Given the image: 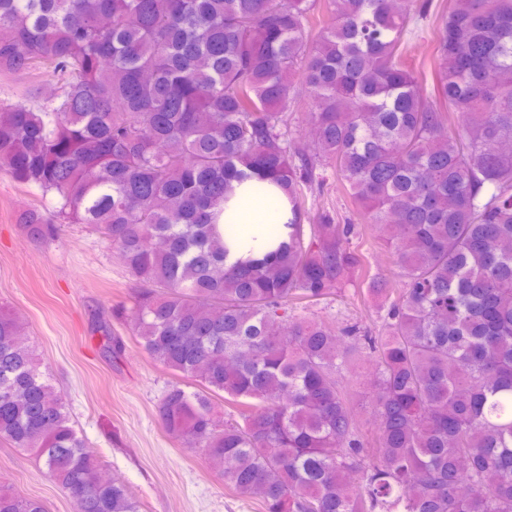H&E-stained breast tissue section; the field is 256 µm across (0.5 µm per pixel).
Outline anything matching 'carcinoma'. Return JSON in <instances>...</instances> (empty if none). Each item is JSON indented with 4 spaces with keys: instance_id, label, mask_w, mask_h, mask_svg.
Wrapping results in <instances>:
<instances>
[{
    "instance_id": "obj_1",
    "label": "carcinoma",
    "mask_w": 512,
    "mask_h": 512,
    "mask_svg": "<svg viewBox=\"0 0 512 512\" xmlns=\"http://www.w3.org/2000/svg\"><path fill=\"white\" fill-rule=\"evenodd\" d=\"M426 0H0V72L50 78L0 106V168L50 197L34 239L88 224L139 284L142 349L179 380L159 400L264 512H512V0H452L438 96L405 58ZM305 85L315 145L288 113ZM460 129L449 128L451 119ZM330 166L354 224H304ZM248 175L293 209L288 240L228 267L215 210ZM380 325L296 309L348 283ZM24 326L0 310V440L44 462L76 512H140L71 424ZM368 364L376 433L354 418ZM229 418H224V415ZM0 512H45L0 489Z\"/></svg>"
}]
</instances>
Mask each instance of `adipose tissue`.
Here are the masks:
<instances>
[{"instance_id": "obj_1", "label": "adipose tissue", "mask_w": 512, "mask_h": 512, "mask_svg": "<svg viewBox=\"0 0 512 512\" xmlns=\"http://www.w3.org/2000/svg\"><path fill=\"white\" fill-rule=\"evenodd\" d=\"M291 217L289 201L276 184L253 176L234 182L217 218L228 248L226 264L275 249L287 239Z\"/></svg>"}]
</instances>
